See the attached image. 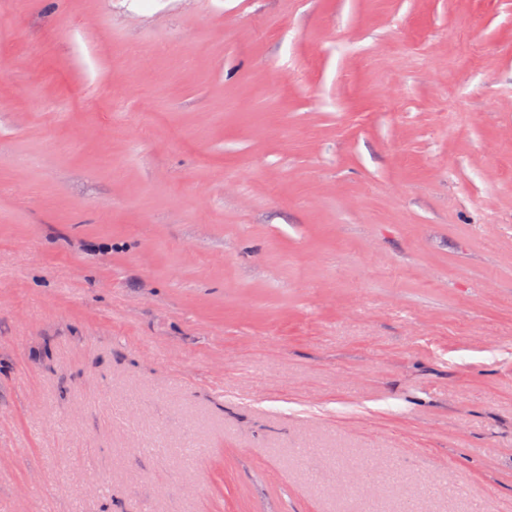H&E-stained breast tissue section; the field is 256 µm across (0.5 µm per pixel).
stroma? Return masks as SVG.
Returning <instances> with one entry per match:
<instances>
[{"mask_svg":"<svg viewBox=\"0 0 512 512\" xmlns=\"http://www.w3.org/2000/svg\"><path fill=\"white\" fill-rule=\"evenodd\" d=\"M107 505L512 512V0H0V512Z\"/></svg>","mask_w":512,"mask_h":512,"instance_id":"stroma-1","label":"stroma"}]
</instances>
